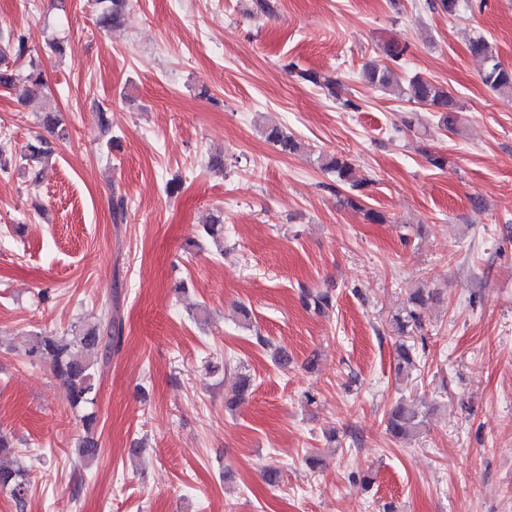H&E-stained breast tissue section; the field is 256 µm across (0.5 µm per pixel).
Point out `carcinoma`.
<instances>
[{
    "mask_svg": "<svg viewBox=\"0 0 512 512\" xmlns=\"http://www.w3.org/2000/svg\"><path fill=\"white\" fill-rule=\"evenodd\" d=\"M105 4L99 16V24L104 27L122 25L125 20V0H100ZM439 10L456 17L465 10L474 8V0H439ZM470 54L479 59L482 65L481 78L491 90L512 96V69L504 67L498 53L487 38L476 34L469 39ZM406 48L389 43L383 47L386 57L384 62H369L365 65L362 78L368 84L387 90L398 99L427 106L435 112L440 128L453 130L460 122L461 107L448 88L421 76H414L401 82L395 76L393 66L404 56ZM28 54L24 36L14 39H0V88L15 89L22 84L26 87H43L46 73L40 61L29 59L25 69H13L5 65L9 57L19 61ZM303 80L325 88L329 94L336 95L339 82L316 71L299 73ZM265 140L272 143L280 152L295 154L301 150L300 142L282 126L265 125L261 129ZM55 149L52 142L44 137H37L35 142L26 146L25 160L32 163V170H37L44 162L52 158ZM322 168L333 174L336 184L346 186L349 195L344 202L352 208H361L360 199L364 196L366 182L355 176L354 166L342 155H329L322 159ZM204 235L216 247L223 250L224 220L217 215L211 223L203 228ZM436 299V293L427 288H413L408 293L405 315L396 317V325L403 332L410 323H419L422 313L430 302ZM306 308L317 313H324L333 307V297L327 292L307 289L302 295ZM122 338V323L114 312L106 310L103 320L96 324H86L72 336L35 335L29 342L26 355L50 364L55 375L62 381L68 401L74 407L94 402L95 368L107 363L112 358V351L119 348ZM420 411L413 405L400 401L388 413L385 425L388 433L396 439L412 436L419 425ZM0 490L10 493L11 497L22 506L29 491L26 469L21 464L4 465L0 463Z\"/></svg>",
    "mask_w": 512,
    "mask_h": 512,
    "instance_id": "obj_1",
    "label": "carcinoma"
}]
</instances>
